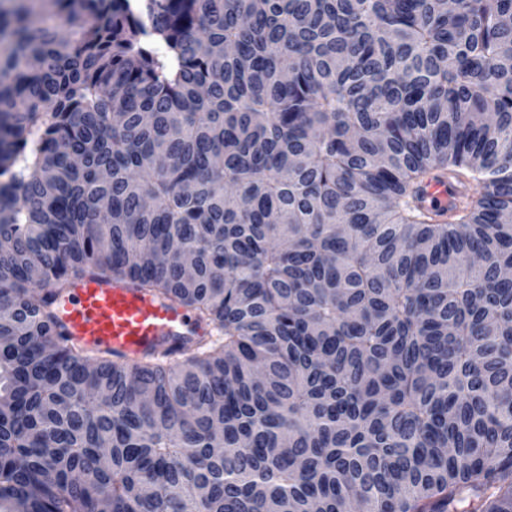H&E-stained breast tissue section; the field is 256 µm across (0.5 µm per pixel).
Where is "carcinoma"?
I'll use <instances>...</instances> for the list:
<instances>
[{"mask_svg":"<svg viewBox=\"0 0 512 512\" xmlns=\"http://www.w3.org/2000/svg\"><path fill=\"white\" fill-rule=\"evenodd\" d=\"M507 215L512 0L0 6V512H512ZM86 276L209 337L75 345ZM422 195L424 205L429 209H437L440 214L448 213V205L459 199V195L452 193L448 187V180H428Z\"/></svg>","mask_w":512,"mask_h":512,"instance_id":"1","label":"carcinoma"}]
</instances>
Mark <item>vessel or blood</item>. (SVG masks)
<instances>
[{
    "label": "vessel or blood",
    "mask_w": 512,
    "mask_h": 512,
    "mask_svg": "<svg viewBox=\"0 0 512 512\" xmlns=\"http://www.w3.org/2000/svg\"><path fill=\"white\" fill-rule=\"evenodd\" d=\"M458 199L447 181L431 179L424 185L428 208L444 213ZM57 316L72 343L128 360L162 348L176 350L186 338L205 333L183 306L106 277L73 281L57 303Z\"/></svg>",
    "instance_id": "b4317fda"
}]
</instances>
